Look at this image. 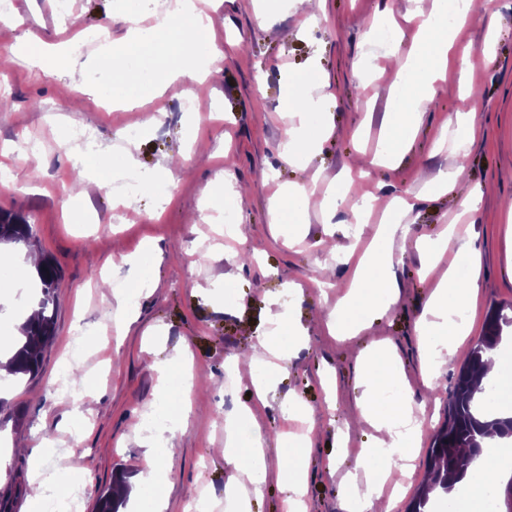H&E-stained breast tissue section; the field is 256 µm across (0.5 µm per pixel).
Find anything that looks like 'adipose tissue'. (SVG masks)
<instances>
[{"instance_id": "obj_1", "label": "adipose tissue", "mask_w": 512, "mask_h": 512, "mask_svg": "<svg viewBox=\"0 0 512 512\" xmlns=\"http://www.w3.org/2000/svg\"><path fill=\"white\" fill-rule=\"evenodd\" d=\"M413 14L418 25L425 30L416 47L410 66L398 68L393 87L398 93L399 110L392 125L385 130L386 155L396 158L403 154L419 125V108L423 107L435 91L448 60L450 38L437 29L434 17L440 0H414ZM212 22L196 17L191 30L174 28L171 14L156 16L150 30L136 42H116L115 48L124 51L137 49L143 57L156 59L164 51L178 55L179 66L166 79L167 84L192 85L200 82L202 71L197 65L199 49L207 37ZM298 121L288 127L279 145L280 158L288 163L307 162L314 140L318 136L307 121L304 111H297ZM394 260L389 250H366L350 276L344 280L347 293L341 304L332 310L327 323L337 334L348 335L359 331L354 320L355 310L365 306L389 305L397 293L387 269ZM479 289V272L471 270L466 278H458L455 270H448L434 288L419 319L422 327L419 343L424 351V373L431 385H438L441 369L459 353L470 331V321L464 317ZM271 330L257 337L249 358L251 365L265 364L267 356L285 358L283 337H295L290 320L282 313L271 314ZM361 380L365 388L362 399L356 402L357 416L384 431L386 442L362 451L356 462L367 479L365 492L343 487L342 499L346 512H381L385 490L400 494L404 483L414 469L419 445L425 428V411L410 399L390 401L385 397L388 389L400 382L399 370L390 350L380 344L373 345L362 358ZM224 464L228 472L225 490L237 493L241 480H248L255 493H262L267 477V460L261 436H253L249 445L239 443L235 419L224 424ZM498 438L488 439L482 452L473 456L467 465L469 483L473 488L467 512H482L481 502L487 486L486 476L495 467Z\"/></svg>"}]
</instances>
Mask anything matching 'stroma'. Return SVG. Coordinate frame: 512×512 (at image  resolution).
<instances>
[{
  "mask_svg": "<svg viewBox=\"0 0 512 512\" xmlns=\"http://www.w3.org/2000/svg\"><path fill=\"white\" fill-rule=\"evenodd\" d=\"M163 0H73V13L87 33L99 27L123 39V16L137 11L142 22L153 21ZM411 0H323L315 22L301 26L290 0H209L213 31L202 54L208 76L186 111L185 98L173 89L157 92L164 76L156 66L151 81L130 72L133 93L142 107L131 112L112 106V72L102 64L99 45H85L86 65L79 70L44 71L18 60L0 70V149L24 142L27 159L11 163L7 185H0V209L21 215L32 227L34 250L51 256L62 270L56 290V336L43 352L36 377L0 378V512H37L30 499L36 478L61 480L66 469L80 476L83 512H95L99 495L124 473L137 485L144 469L148 421L167 412L178 416L190 401L186 427L173 444L178 453L162 460L172 468L171 482L156 486L154 499L164 512H188L195 498H206L210 512H226L224 485V426L221 416L250 404L257 377L240 374L224 386V364L249 347L266 328L268 302L287 304L303 346H291L280 369L268 405L254 412L249 428L259 430L269 462L262 497H248L250 512H284L288 490L280 479L278 457L290 429L284 410L292 396L309 409L307 425L315 434L299 459L306 481L310 512H343L339 487L364 483L356 470L358 453L384 440V432L368 423L345 426L342 411L361 396V358L371 342L392 347L406 395L423 405L431 419L404 491L391 512L406 508L427 473L432 436L446 421L448 394L460 362L448 364L439 386L420 374L422 351L418 319L435 279H423L422 257L416 242L437 236L444 220L461 224L457 237L480 256L479 292L470 309L472 334L467 346L481 336L493 306H512V0H496L493 27H458L456 49H469L470 61H452L444 80L435 86L408 151L395 165H372L362 188L394 195L411 193L419 201L405 221L411 230L399 240L397 260L390 271L400 290L398 303L376 314L358 336H330L323 315L336 308L344 291L318 290L312 282L326 260L324 240L341 245H367L377 234L381 208L354 221L351 202L327 210L326 197L337 176L354 167L358 158L372 160L381 150V133L396 110L391 91L394 59L407 58L418 37ZM265 9V25H257V9ZM17 27L0 25V55L15 50L22 32L56 46L68 41L67 21L46 22L39 0H26ZM391 28L396 37L383 43L377 33ZM86 88L70 101L62 84ZM317 88L323 100L310 116L313 125L333 127L309 163L316 172L315 195L307 199L300 223L274 224L269 217L273 193L303 179L304 172L281 162L277 149L291 117L284 105L287 86ZM475 113L481 130L464 148L435 151L440 130L455 132L456 119ZM87 129L92 143L85 164L75 167L62 140L73 127ZM135 136H128L129 128ZM185 149L191 157L190 179L168 175V155ZM232 169L242 197L233 199L237 223L245 240L224 250L213 249L215 227L195 222L209 194L223 190L224 171ZM463 171L454 194L434 197L429 188L442 171ZM142 179L126 199L123 223L112 221L116 194L127 172ZM88 187V196L75 204L76 221H68L64 203L74 178ZM482 190L475 214L462 213L459 203L472 190ZM23 254L0 250V267L9 273L0 288V336L17 337L18 312L32 299L31 277ZM136 291L127 309L131 320L117 327L113 279ZM296 294H288L287 285ZM89 328L80 357L82 386L94 395L81 418L72 414V400L52 382L66 366L68 352L81 328ZM186 354L184 369L161 381L155 368ZM336 380V403L328 405L321 385ZM170 396L160 400L159 385ZM190 396H183L185 383ZM41 469H33L34 457ZM335 472H328L329 462Z\"/></svg>",
  "mask_w": 512,
  "mask_h": 512,
  "instance_id": "1",
  "label": "stroma"
}]
</instances>
